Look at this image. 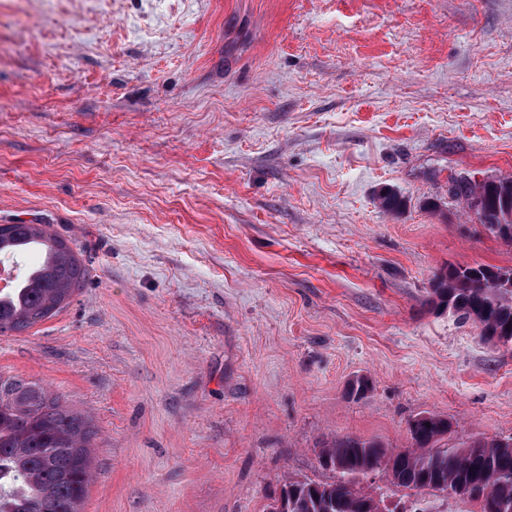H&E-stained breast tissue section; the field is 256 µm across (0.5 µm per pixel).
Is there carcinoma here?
<instances>
[{
  "label": "carcinoma",
  "mask_w": 512,
  "mask_h": 512,
  "mask_svg": "<svg viewBox=\"0 0 512 512\" xmlns=\"http://www.w3.org/2000/svg\"><path fill=\"white\" fill-rule=\"evenodd\" d=\"M452 197L463 198L479 223L512 244V179L474 184L452 180ZM379 205L397 212L399 193L378 191ZM37 247L36 264L7 292H0V334L21 332L69 304L87 268L64 236L46 224H0V256ZM430 305L471 323L487 343L512 349V268L450 265L434 275ZM411 446L396 452L379 440L337 438L318 449L320 464L337 480L291 478L266 512H381L384 499L360 487L379 471L400 486L444 492L469 501L477 512H512V436L474 438L448 445L452 424L434 414L409 424ZM90 431L60 398L17 377L0 376V512H79L91 480L86 445ZM386 512H433L424 497Z\"/></svg>",
  "instance_id": "carcinoma-1"
}]
</instances>
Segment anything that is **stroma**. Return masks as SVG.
I'll use <instances>...</instances> for the list:
<instances>
[{
	"label": "stroma",
	"mask_w": 512,
	"mask_h": 512,
	"mask_svg": "<svg viewBox=\"0 0 512 512\" xmlns=\"http://www.w3.org/2000/svg\"><path fill=\"white\" fill-rule=\"evenodd\" d=\"M457 176L512 177V0H0V224L89 269L0 374L90 421L80 512H264L428 413L512 436V351L427 305L512 267Z\"/></svg>",
	"instance_id": "35a3bbf8"
}]
</instances>
